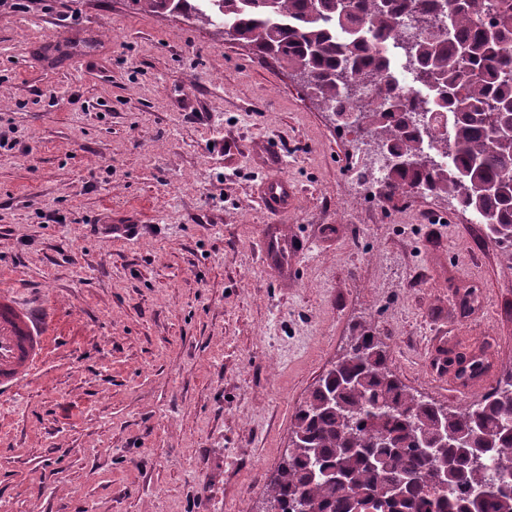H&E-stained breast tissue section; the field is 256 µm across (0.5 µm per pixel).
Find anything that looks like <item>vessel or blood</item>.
I'll list each match as a JSON object with an SVG mask.
<instances>
[{
    "instance_id": "b4317fda",
    "label": "vessel or blood",
    "mask_w": 512,
    "mask_h": 512,
    "mask_svg": "<svg viewBox=\"0 0 512 512\" xmlns=\"http://www.w3.org/2000/svg\"><path fill=\"white\" fill-rule=\"evenodd\" d=\"M262 206L285 213L291 207L293 190L287 179H267L260 192ZM262 255L280 274H287L296 245L279 227H267L260 235ZM51 319L46 306L28 305L12 290H0V396L17 390L35 378L50 346Z\"/></svg>"
}]
</instances>
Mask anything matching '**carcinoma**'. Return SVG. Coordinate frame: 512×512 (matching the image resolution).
<instances>
[{
    "mask_svg": "<svg viewBox=\"0 0 512 512\" xmlns=\"http://www.w3.org/2000/svg\"><path fill=\"white\" fill-rule=\"evenodd\" d=\"M195 21L297 75L330 112H361L395 163L389 193L445 196L512 247V0H210ZM347 31L340 40L336 29ZM399 42L416 82L413 99L393 86L390 58L370 47ZM436 114L424 127L416 113ZM296 439L267 485L271 512H512V370L482 400L438 403L404 384L387 343L363 327L294 414ZM448 447H439L440 437Z\"/></svg>",
    "mask_w": 512,
    "mask_h": 512,
    "instance_id": "carcinoma-1",
    "label": "carcinoma"
}]
</instances>
